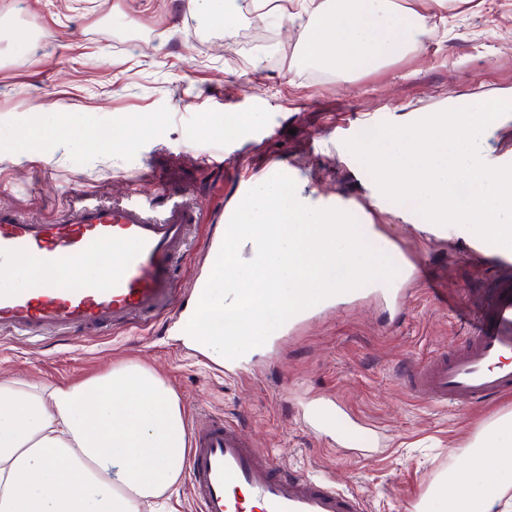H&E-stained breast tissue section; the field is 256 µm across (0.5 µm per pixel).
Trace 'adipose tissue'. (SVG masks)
I'll return each mask as SVG.
<instances>
[{
    "label": "adipose tissue",
    "mask_w": 512,
    "mask_h": 512,
    "mask_svg": "<svg viewBox=\"0 0 512 512\" xmlns=\"http://www.w3.org/2000/svg\"><path fill=\"white\" fill-rule=\"evenodd\" d=\"M307 23L303 57L339 74L416 48L448 0H294ZM188 447L179 400L155 371L125 365L77 384L0 378V512H140L176 485ZM464 492L441 491L446 512H491L512 480V419L486 426L470 450Z\"/></svg>",
    "instance_id": "obj_1"
}]
</instances>
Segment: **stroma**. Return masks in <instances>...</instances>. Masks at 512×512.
<instances>
[{"mask_svg": "<svg viewBox=\"0 0 512 512\" xmlns=\"http://www.w3.org/2000/svg\"><path fill=\"white\" fill-rule=\"evenodd\" d=\"M184 4L0 0V210L53 223L75 201L109 204L131 185L155 195L161 172L201 212L190 249L174 261L168 311L96 336L0 334V378L69 384L139 364L172 387L185 422L223 416L258 454L359 495L367 512H437L440 483L468 481L470 444L512 416V397L448 408L411 396L397 371L461 344L466 329L454 312L485 295L493 269L459 260L458 231L446 245L429 244L425 220L386 199L344 142L367 118L408 122L422 110L511 95L512 0H450L447 20H429L418 50L347 77L303 61L292 22L273 27L275 44L254 69L250 17L228 39L223 22ZM231 118L241 124L228 135ZM116 126L123 144L101 140ZM479 151L492 166L512 157V113L484 131ZM276 166L307 206L346 208L396 267L430 255V283L411 287L401 307L369 284L335 295L331 307L276 330L275 347L247 352L248 373L232 381L178 335L177 313L208 270L213 230ZM309 397L342 407L325 414L331 441L304 422ZM361 421L379 436L361 435Z\"/></svg>", "mask_w": 512, "mask_h": 512, "instance_id": "stroma-1", "label": "stroma"}]
</instances>
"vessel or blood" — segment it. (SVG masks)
<instances>
[{
	"label": "vessel or blood",
	"instance_id": "obj_1",
	"mask_svg": "<svg viewBox=\"0 0 512 512\" xmlns=\"http://www.w3.org/2000/svg\"><path fill=\"white\" fill-rule=\"evenodd\" d=\"M197 221L196 210L170 194L159 203L135 194L109 205L80 201L55 223L0 211V260L35 258L39 274L34 287L0 288V333L68 336L125 327L164 311L175 291L173 261ZM114 242L129 249L112 275L59 280L61 270ZM466 256L489 260L499 282L492 298L470 311L465 346L399 371L412 395L451 407L512 392V254L471 234ZM324 407L317 399L302 404L305 422L322 436L328 433ZM191 430L186 467L197 512H365L360 497L278 471L222 417L198 419Z\"/></svg>",
	"mask_w": 512,
	"mask_h": 512
}]
</instances>
